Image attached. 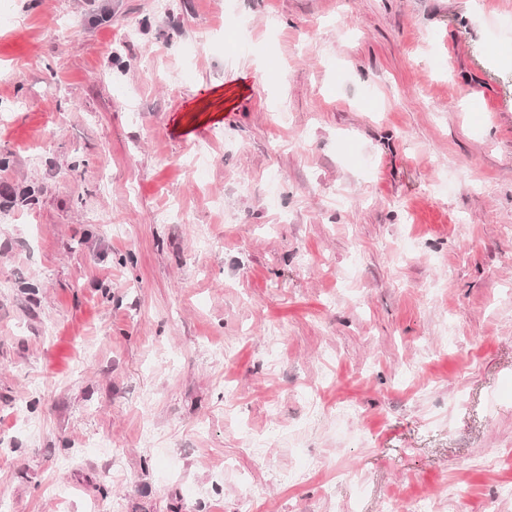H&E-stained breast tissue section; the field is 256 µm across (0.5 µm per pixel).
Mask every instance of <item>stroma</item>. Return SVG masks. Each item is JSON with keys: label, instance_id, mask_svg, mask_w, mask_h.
Listing matches in <instances>:
<instances>
[{"label": "stroma", "instance_id": "1", "mask_svg": "<svg viewBox=\"0 0 512 512\" xmlns=\"http://www.w3.org/2000/svg\"><path fill=\"white\" fill-rule=\"evenodd\" d=\"M6 4L13 512H512V0Z\"/></svg>", "mask_w": 512, "mask_h": 512}]
</instances>
